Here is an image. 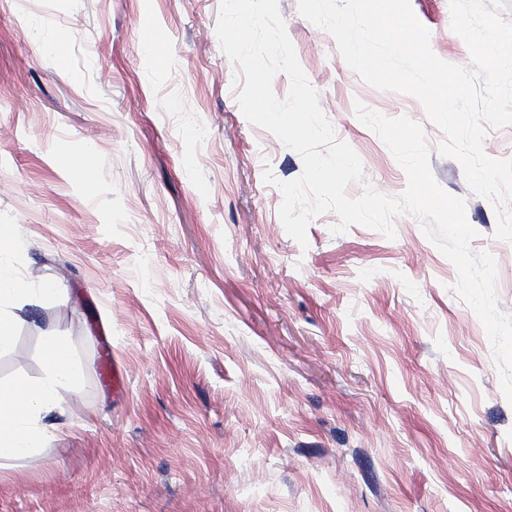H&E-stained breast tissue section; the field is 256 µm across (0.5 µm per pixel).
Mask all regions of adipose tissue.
<instances>
[{
    "label": "adipose tissue",
    "instance_id": "adipose-tissue-1",
    "mask_svg": "<svg viewBox=\"0 0 512 512\" xmlns=\"http://www.w3.org/2000/svg\"><path fill=\"white\" fill-rule=\"evenodd\" d=\"M16 243L14 225H0V351L12 342L18 306L39 302L52 291L34 289L16 275L10 255ZM45 374L40 381L19 380L0 385V456L22 457L40 447L45 435L43 418L60 405L61 392L75 376L74 363L64 337L43 338Z\"/></svg>",
    "mask_w": 512,
    "mask_h": 512
}]
</instances>
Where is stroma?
<instances>
[{
	"instance_id": "35a3bbf8",
	"label": "stroma",
	"mask_w": 512,
	"mask_h": 512,
	"mask_svg": "<svg viewBox=\"0 0 512 512\" xmlns=\"http://www.w3.org/2000/svg\"><path fill=\"white\" fill-rule=\"evenodd\" d=\"M297 59L365 189L407 175L356 104L420 125L473 251L512 242L442 156L414 96L376 89L278 0ZM442 61L469 66L450 0H410ZM220 0H0V225L54 289L16 309L0 384L39 381L42 340L80 367L36 452L0 457V512H512V403L454 265L418 220L396 239L327 213L280 219L301 155L250 123L216 35ZM91 154L90 175L71 167ZM273 182H266L265 172Z\"/></svg>"
}]
</instances>
